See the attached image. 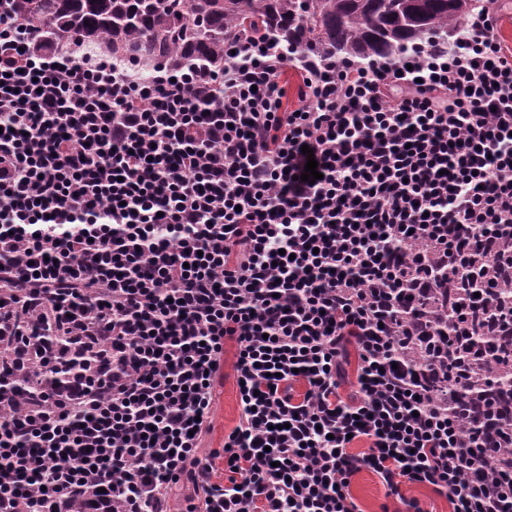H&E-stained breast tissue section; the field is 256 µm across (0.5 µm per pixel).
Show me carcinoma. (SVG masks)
Instances as JSON below:
<instances>
[{"label": "carcinoma", "instance_id": "obj_1", "mask_svg": "<svg viewBox=\"0 0 512 512\" xmlns=\"http://www.w3.org/2000/svg\"><path fill=\"white\" fill-rule=\"evenodd\" d=\"M479 0H11L12 14L55 40L75 38L103 47L122 67L139 58L144 73L162 62L171 69H224L225 45L243 35L264 42L296 43L317 53L354 60L391 56L405 46L448 34V25L473 15ZM442 285L439 335L455 333L448 301L480 308L494 291L497 310L512 312V288L458 280L437 269ZM480 293L474 297V293ZM470 346L490 354L473 382L463 384L466 407L492 395L495 416L487 424L496 441H512V335L508 342L481 332Z\"/></svg>", "mask_w": 512, "mask_h": 512}]
</instances>
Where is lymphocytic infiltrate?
Returning <instances> with one entry per match:
<instances>
[{"label":"lymphocytic infiltrate","instance_id":"obj_1","mask_svg":"<svg viewBox=\"0 0 512 512\" xmlns=\"http://www.w3.org/2000/svg\"><path fill=\"white\" fill-rule=\"evenodd\" d=\"M497 21L363 63L246 38L222 70L139 78L0 0V371L40 373L0 411V512H171L180 489L185 512H360L365 470L408 512H425L413 486L449 512H512L483 412L466 427L421 383L398 302L475 244L512 273ZM229 344L240 421L206 454ZM92 346L101 375L52 383Z\"/></svg>","mask_w":512,"mask_h":512}]
</instances>
